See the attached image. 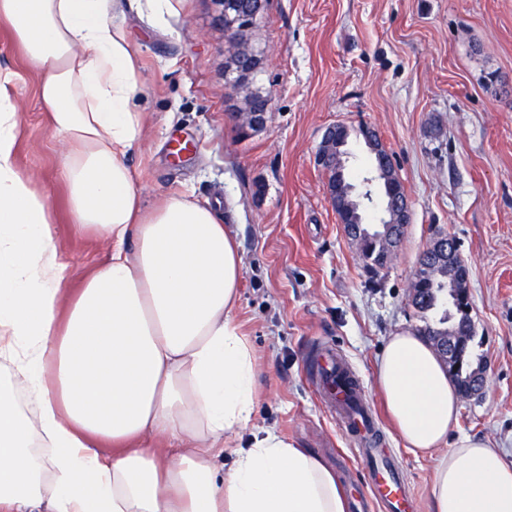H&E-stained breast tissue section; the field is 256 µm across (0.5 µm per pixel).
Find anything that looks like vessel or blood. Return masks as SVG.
Instances as JSON below:
<instances>
[{
    "label": "vessel or blood",
    "instance_id": "obj_1",
    "mask_svg": "<svg viewBox=\"0 0 512 512\" xmlns=\"http://www.w3.org/2000/svg\"><path fill=\"white\" fill-rule=\"evenodd\" d=\"M315 376L326 383V391L336 407L354 402L366 407L358 417L346 420L345 430L359 445L357 456L366 469L379 512H413V499L405 491L391 454L375 442L381 428L375 410L368 406L367 390L332 348H323L318 353Z\"/></svg>",
    "mask_w": 512,
    "mask_h": 512
}]
</instances>
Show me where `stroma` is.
I'll use <instances>...</instances> for the list:
<instances>
[{
  "label": "stroma",
  "instance_id": "stroma-1",
  "mask_svg": "<svg viewBox=\"0 0 512 512\" xmlns=\"http://www.w3.org/2000/svg\"><path fill=\"white\" fill-rule=\"evenodd\" d=\"M212 0H113L144 86L141 137L128 156L146 210L173 194L212 207L243 263L234 318L258 357L252 429L315 453L345 490L366 471L312 374L334 346L382 402L375 368L389 336L419 332L409 302L418 259L436 234L469 267L483 393L460 400L457 432L484 436L512 462V0H268L252 41L265 52L264 127L243 138L230 115L227 48ZM0 67L17 73V163L46 200L73 295L104 245L71 222L64 145L39 98L44 78L0 23ZM351 136L349 170L366 191L363 130L378 135L408 196L401 247L370 270L340 224L315 163L326 128ZM407 488L430 512L435 457H414L383 421Z\"/></svg>",
  "mask_w": 512,
  "mask_h": 512
}]
</instances>
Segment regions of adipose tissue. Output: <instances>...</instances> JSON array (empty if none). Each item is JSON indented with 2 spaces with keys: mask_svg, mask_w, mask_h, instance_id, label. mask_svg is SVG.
I'll use <instances>...</instances> for the list:
<instances>
[{
  "mask_svg": "<svg viewBox=\"0 0 512 512\" xmlns=\"http://www.w3.org/2000/svg\"><path fill=\"white\" fill-rule=\"evenodd\" d=\"M67 149L73 222L110 247L78 295L46 203L16 162L14 75L0 70V512H346L334 473L256 412L254 348L232 312L242 264L210 208L143 213L127 163L143 93L104 0H0ZM377 385L414 455L438 454L431 512H512V463L453 436L458 392L431 346L390 336ZM155 434L173 445H147Z\"/></svg>",
  "mask_w": 512,
  "mask_h": 512,
  "instance_id": "ef3b65f1",
  "label": "adipose tissue"
}]
</instances>
